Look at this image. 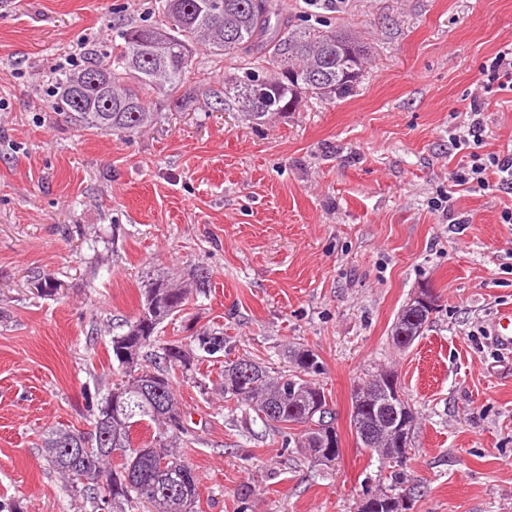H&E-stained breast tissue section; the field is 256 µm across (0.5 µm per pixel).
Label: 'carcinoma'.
Segmentation results:
<instances>
[{
	"mask_svg": "<svg viewBox=\"0 0 512 512\" xmlns=\"http://www.w3.org/2000/svg\"><path fill=\"white\" fill-rule=\"evenodd\" d=\"M217 16L202 11L203 0H156L160 20L129 24L111 50L82 67L63 69L52 80L51 107L65 121L83 129L125 132L130 135L156 118L154 98L170 99L180 112L233 107L244 120L258 123L275 112H294L303 97L338 100L347 97L362 77L370 48L346 28H312L298 24L272 0H221ZM209 56H237L243 66L224 73L219 91L200 94L190 85L198 52ZM107 75L103 89L86 84L89 74ZM86 85L75 100L73 87ZM32 279L38 293L55 295L60 283L39 271ZM210 273L197 267L191 281L176 283L155 278L143 288L140 312L126 330L110 339L114 361L122 377L99 399L91 429L53 427L43 435L49 466L59 474L71 497L92 504L93 512H137L147 504L153 512H196L199 485L194 469L177 453L175 443L192 434L187 412L176 393V379L207 390L222 392L235 408L253 411L262 422L284 430L301 426L283 445L301 449L312 462L338 459L340 449L330 447L329 433L336 432L329 419L327 396L312 377L323 370L312 349L287 350L290 369L271 374L268 367L247 358L223 361L224 332L198 331L189 342L176 340L156 347L158 329L184 310L191 295H204ZM436 311L420 309L410 301L392 328L398 336L418 338ZM205 362L220 363L217 379L201 372ZM358 387L375 392L364 397L372 406L359 410L351 427L362 447L397 463L407 458L410 440L394 436L392 412L405 416L408 432L415 426L408 402L394 391L402 390L391 373L363 380ZM118 396L112 422L98 421L109 394ZM155 429L149 447L132 445L137 424ZM121 463L112 465V457ZM410 494L381 491L368 496L369 510L359 512H408Z\"/></svg>",
	"mask_w": 512,
	"mask_h": 512,
	"instance_id": "obj_1",
	"label": "carcinoma"
}]
</instances>
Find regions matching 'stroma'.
Wrapping results in <instances>:
<instances>
[{"instance_id": "stroma-1", "label": "stroma", "mask_w": 512, "mask_h": 512, "mask_svg": "<svg viewBox=\"0 0 512 512\" xmlns=\"http://www.w3.org/2000/svg\"><path fill=\"white\" fill-rule=\"evenodd\" d=\"M281 3L371 46L348 98H306L259 124L162 100L129 136L65 123L50 78L154 21V0H0L1 502L91 512L63 492L42 436L89 427L88 395L117 378L110 338L149 276L201 266L209 293L166 320L158 344L220 327L230 358L275 371L285 349H313L341 450L312 463L254 413L178 383L198 512H358L397 472L412 512H512V357L484 332L512 308V194L461 191L453 214L431 207L462 159L449 130L470 118L481 64L512 48V0ZM483 102L487 151L512 148V102ZM34 270L58 294L33 295ZM422 288L439 309L397 349L394 321ZM383 370L416 416L399 467L350 427L354 385Z\"/></svg>"}]
</instances>
